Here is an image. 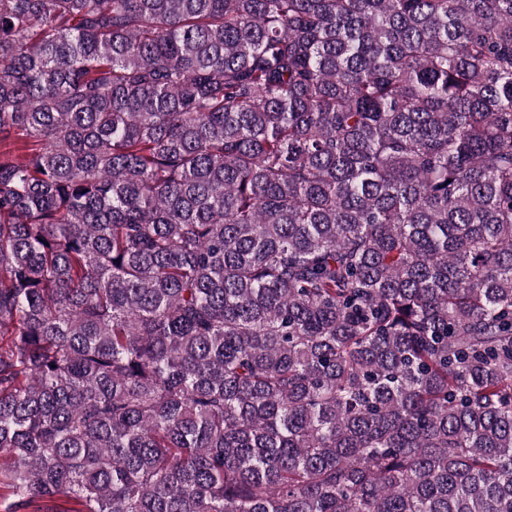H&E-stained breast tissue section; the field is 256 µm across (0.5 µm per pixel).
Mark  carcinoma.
I'll return each instance as SVG.
<instances>
[{
	"label": "carcinoma",
	"instance_id": "obj_1",
	"mask_svg": "<svg viewBox=\"0 0 512 512\" xmlns=\"http://www.w3.org/2000/svg\"><path fill=\"white\" fill-rule=\"evenodd\" d=\"M7 512H512V0H0Z\"/></svg>",
	"mask_w": 512,
	"mask_h": 512
}]
</instances>
